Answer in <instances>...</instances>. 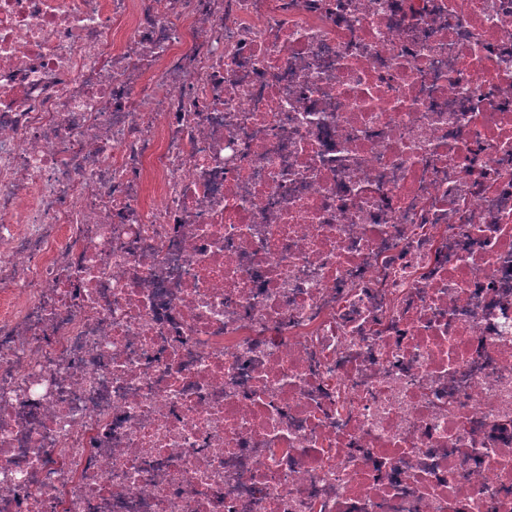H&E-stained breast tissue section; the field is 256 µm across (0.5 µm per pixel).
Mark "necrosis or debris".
Instances as JSON below:
<instances>
[{"instance_id":"necrosis-or-debris-1","label":"necrosis or debris","mask_w":512,"mask_h":512,"mask_svg":"<svg viewBox=\"0 0 512 512\" xmlns=\"http://www.w3.org/2000/svg\"><path fill=\"white\" fill-rule=\"evenodd\" d=\"M0 512H512V0H0Z\"/></svg>"}]
</instances>
